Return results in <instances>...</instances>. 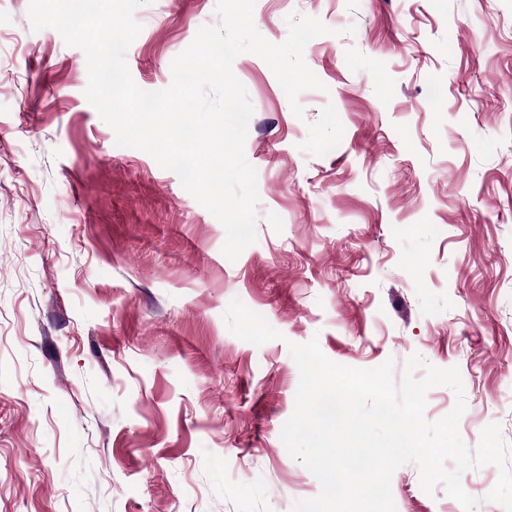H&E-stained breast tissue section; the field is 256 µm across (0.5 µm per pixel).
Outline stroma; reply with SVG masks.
<instances>
[{"instance_id": "stroma-1", "label": "stroma", "mask_w": 512, "mask_h": 512, "mask_svg": "<svg viewBox=\"0 0 512 512\" xmlns=\"http://www.w3.org/2000/svg\"><path fill=\"white\" fill-rule=\"evenodd\" d=\"M30 0H0V512H292L318 480L281 433L290 344L373 369L412 354L458 367L459 433L512 443V0H256L269 42L288 19L322 89L296 118L273 71L233 63L254 106L257 241L222 224L148 153L117 146L85 96L86 58ZM216 0H149L126 52L157 91ZM355 34H347L348 26ZM333 105L344 128L301 148ZM499 468L463 473L478 503ZM396 512H464L416 464Z\"/></svg>"}]
</instances>
